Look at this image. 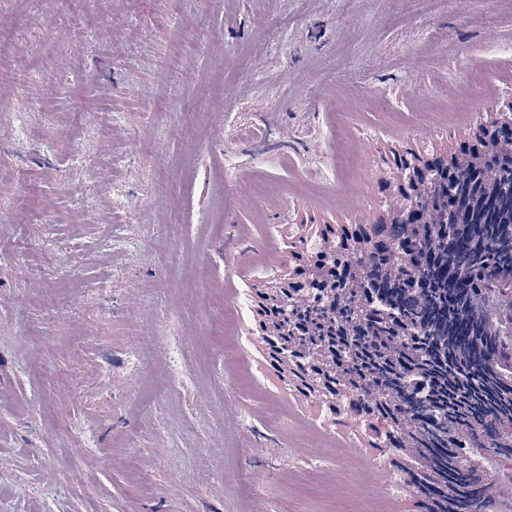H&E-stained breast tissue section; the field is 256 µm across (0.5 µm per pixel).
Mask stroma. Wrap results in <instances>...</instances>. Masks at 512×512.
Returning a JSON list of instances; mask_svg holds the SVG:
<instances>
[{
    "label": "stroma",
    "mask_w": 512,
    "mask_h": 512,
    "mask_svg": "<svg viewBox=\"0 0 512 512\" xmlns=\"http://www.w3.org/2000/svg\"><path fill=\"white\" fill-rule=\"evenodd\" d=\"M511 109L512 0H0V512H371L253 297Z\"/></svg>",
    "instance_id": "obj_1"
}]
</instances>
